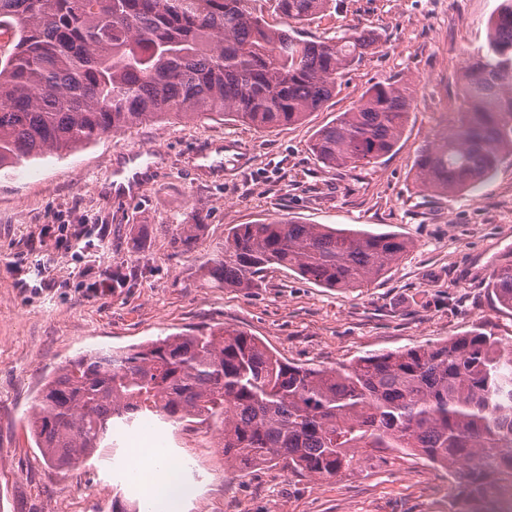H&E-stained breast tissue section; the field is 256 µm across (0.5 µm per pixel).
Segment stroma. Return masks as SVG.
Here are the masks:
<instances>
[{"label":"stroma","mask_w":512,"mask_h":512,"mask_svg":"<svg viewBox=\"0 0 512 512\" xmlns=\"http://www.w3.org/2000/svg\"><path fill=\"white\" fill-rule=\"evenodd\" d=\"M498 3L329 0L300 25L301 38L360 25L379 46L304 122L271 131L233 120L146 122L0 171V512H111L113 496L138 501L125 458L142 435L193 464L182 512H454L452 476L407 450L376 449L329 479L281 462L239 472L225 467L208 423L156 421L116 430L114 447L62 472L36 448L28 417L69 360L203 326L245 330L288 362L323 368L471 330L512 336V311L489 286L512 248V155L472 193L438 195L414 180L422 149L458 119L462 68L485 45ZM376 83L413 90L398 144L373 165L324 167L309 149L315 131ZM227 137L244 147L245 165L194 174V146ZM153 149L160 157L149 158ZM134 152L151 181L137 199L114 202L109 180ZM195 214V243L174 248ZM277 219L393 233L411 247L364 288H325L283 269L246 290L207 277L231 226Z\"/></svg>","instance_id":"1"}]
</instances>
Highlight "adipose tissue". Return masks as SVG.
<instances>
[{"mask_svg": "<svg viewBox=\"0 0 512 512\" xmlns=\"http://www.w3.org/2000/svg\"><path fill=\"white\" fill-rule=\"evenodd\" d=\"M131 476L144 488L142 512H178L184 489L177 480L176 464L162 449H134Z\"/></svg>", "mask_w": 512, "mask_h": 512, "instance_id": "ef3b65f1", "label": "adipose tissue"}]
</instances>
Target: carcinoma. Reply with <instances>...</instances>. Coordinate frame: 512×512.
Here are the masks:
<instances>
[{"instance_id": "cac0c4a2", "label": "carcinoma", "mask_w": 512, "mask_h": 512, "mask_svg": "<svg viewBox=\"0 0 512 512\" xmlns=\"http://www.w3.org/2000/svg\"><path fill=\"white\" fill-rule=\"evenodd\" d=\"M254 2L0 0V25L19 35L0 62V170L149 121H304L377 44L365 27L302 39L269 26ZM274 2L301 24L329 0ZM489 25L462 74L456 125L415 164V182L440 195L477 190L512 154V0H499ZM410 107L409 86L374 84L315 132L311 153L332 169L375 164L397 145ZM200 228L182 225L173 243L189 246ZM409 248L396 234L326 224H237L207 275L251 288L280 267L325 288H365ZM490 286L512 311L511 262L493 269ZM193 417L218 424L231 469L282 460L335 478L368 450H411L448 470L457 512H478L512 487V336L475 330L328 370L211 326L70 361L43 385L29 429L44 460L67 470L112 447L118 421Z\"/></svg>"}]
</instances>
